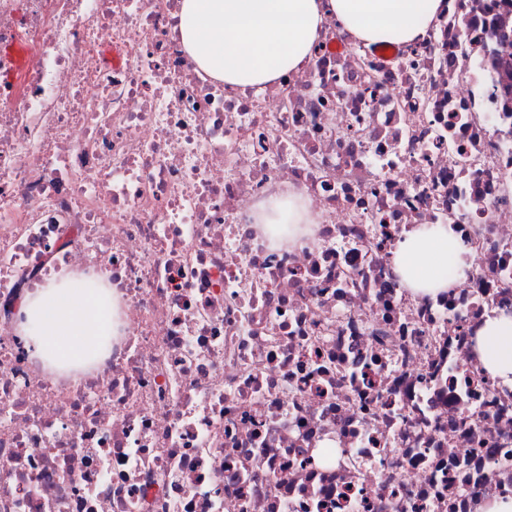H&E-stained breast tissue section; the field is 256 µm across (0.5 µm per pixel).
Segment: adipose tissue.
I'll return each instance as SVG.
<instances>
[{"label": "adipose tissue", "mask_w": 512, "mask_h": 512, "mask_svg": "<svg viewBox=\"0 0 512 512\" xmlns=\"http://www.w3.org/2000/svg\"><path fill=\"white\" fill-rule=\"evenodd\" d=\"M441 0H183L181 33L186 51L209 77L240 87H263L308 61L326 16L357 41L370 45L396 38L423 37ZM261 224L308 223L300 193L260 204ZM467 248L445 224H425L403 232L391 262L403 288L438 295L450 281L442 271L449 252ZM18 322L32 355L52 372L86 367L112 328V311L93 282L66 277L34 288ZM474 355L499 385L512 388V314L487 320L478 332Z\"/></svg>", "instance_id": "ef3b65f1"}]
</instances>
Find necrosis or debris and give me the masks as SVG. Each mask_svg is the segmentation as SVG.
<instances>
[{
    "label": "necrosis or debris",
    "mask_w": 512,
    "mask_h": 512,
    "mask_svg": "<svg viewBox=\"0 0 512 512\" xmlns=\"http://www.w3.org/2000/svg\"><path fill=\"white\" fill-rule=\"evenodd\" d=\"M182 0H0V512H476L512 495V390L473 355L512 311V0H442L303 70L204 78ZM112 46L119 62L105 67ZM298 190V243L254 206ZM467 243L414 296L403 228ZM95 276L115 331L52 377L17 330Z\"/></svg>",
    "instance_id": "obj_1"
}]
</instances>
